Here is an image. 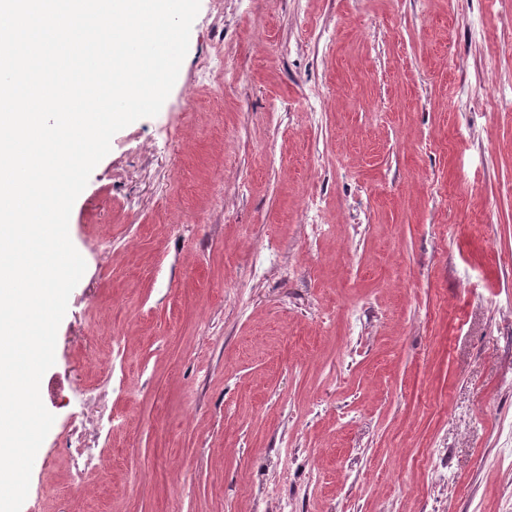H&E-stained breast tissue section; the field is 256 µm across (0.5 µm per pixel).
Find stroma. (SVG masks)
Here are the masks:
<instances>
[{
	"label": "stroma",
	"instance_id": "35a3bbf8",
	"mask_svg": "<svg viewBox=\"0 0 512 512\" xmlns=\"http://www.w3.org/2000/svg\"><path fill=\"white\" fill-rule=\"evenodd\" d=\"M180 72L73 204L21 512H512V0H201Z\"/></svg>",
	"mask_w": 512,
	"mask_h": 512
}]
</instances>
